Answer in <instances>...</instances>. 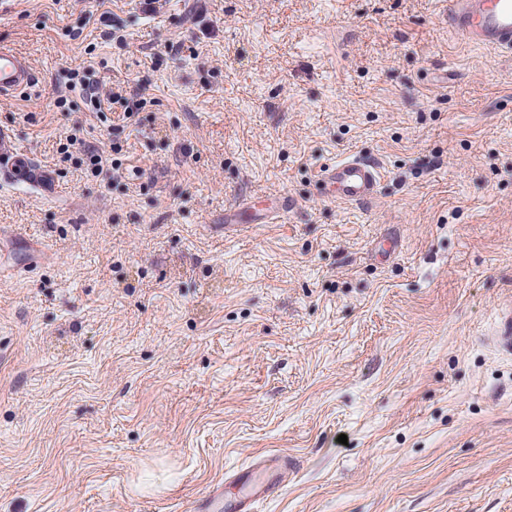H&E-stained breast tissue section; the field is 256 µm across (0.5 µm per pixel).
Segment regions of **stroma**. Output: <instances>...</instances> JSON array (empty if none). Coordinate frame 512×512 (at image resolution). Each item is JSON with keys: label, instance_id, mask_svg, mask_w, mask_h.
<instances>
[{"label": "stroma", "instance_id": "stroma-1", "mask_svg": "<svg viewBox=\"0 0 512 512\" xmlns=\"http://www.w3.org/2000/svg\"><path fill=\"white\" fill-rule=\"evenodd\" d=\"M0 44L56 180L0 176V512H189L270 453L257 512H512V54L448 0H0ZM33 72L30 62L11 49L0 46V97L14 96L31 86ZM320 180L328 199L361 204L377 195L380 172L373 161L351 157L324 167Z\"/></svg>", "mask_w": 512, "mask_h": 512}]
</instances>
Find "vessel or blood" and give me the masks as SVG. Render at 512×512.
Masks as SVG:
<instances>
[{
    "mask_svg": "<svg viewBox=\"0 0 512 512\" xmlns=\"http://www.w3.org/2000/svg\"><path fill=\"white\" fill-rule=\"evenodd\" d=\"M448 23L470 44L512 51V0H448ZM32 82L30 62L0 46V97L14 96ZM0 163L8 169V180L52 192L51 173L17 152L11 133L4 130H0ZM321 182L328 199L361 204L376 196L380 172L373 161L351 157L324 167ZM288 466L287 456H263L232 475L233 491H225L223 483L213 484L193 503L191 512H252L256 502L278 494Z\"/></svg>",
    "mask_w": 512,
    "mask_h": 512,
    "instance_id": "vessel-or-blood-1",
    "label": "vessel or blood"
}]
</instances>
